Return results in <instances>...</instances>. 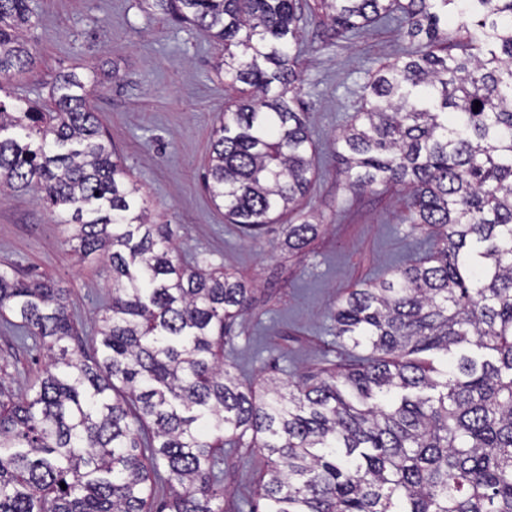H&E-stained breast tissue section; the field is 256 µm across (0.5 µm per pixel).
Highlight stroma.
<instances>
[{
    "instance_id": "1",
    "label": "stroma",
    "mask_w": 512,
    "mask_h": 512,
    "mask_svg": "<svg viewBox=\"0 0 512 512\" xmlns=\"http://www.w3.org/2000/svg\"><path fill=\"white\" fill-rule=\"evenodd\" d=\"M34 24L25 36L36 67L0 80L9 99L49 104L63 73H96L92 103L132 179L146 194L156 221L200 265L240 278L252 291L250 310L224 337V360L254 390L269 379L296 381L341 369L357 350L337 337V300L414 258L426 227L410 223L407 192L396 187L359 192L348 187L333 139L358 112L360 88L402 44L397 32L374 27L337 37L321 11L308 10V48L301 100L311 131L316 174L299 210L251 237L228 223L204 187L213 127L231 97L213 68L220 54L203 32L164 19L145 0H33ZM319 227L302 252L288 250L289 225ZM21 267L54 279L80 315L91 340L112 291V272L78 260L68 232L35 191L0 193V268ZM44 359L0 329V364L22 385ZM224 512H254L266 468L250 445L222 455Z\"/></svg>"
}]
</instances>
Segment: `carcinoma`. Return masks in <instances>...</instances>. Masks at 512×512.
Segmentation results:
<instances>
[{
	"instance_id": "carcinoma-1",
	"label": "carcinoma",
	"mask_w": 512,
	"mask_h": 512,
	"mask_svg": "<svg viewBox=\"0 0 512 512\" xmlns=\"http://www.w3.org/2000/svg\"><path fill=\"white\" fill-rule=\"evenodd\" d=\"M145 2L224 45L237 96L204 185L256 235L315 176L303 0ZM318 7L345 39L380 24L407 41L336 153L351 188L402 186L413 223L441 232L336 305V336L370 353L317 383L244 386L219 351L250 289L182 259L151 220L90 107L96 76L59 75L51 110L0 100V188L36 190L79 259L112 270L90 354L65 289L0 270V324L45 359L22 392L0 377V512H153L166 493L160 512H223L220 453L248 434L267 458L261 512H512V0ZM32 18L30 0H0L1 79L34 67ZM316 234L291 224L285 244Z\"/></svg>"
}]
</instances>
